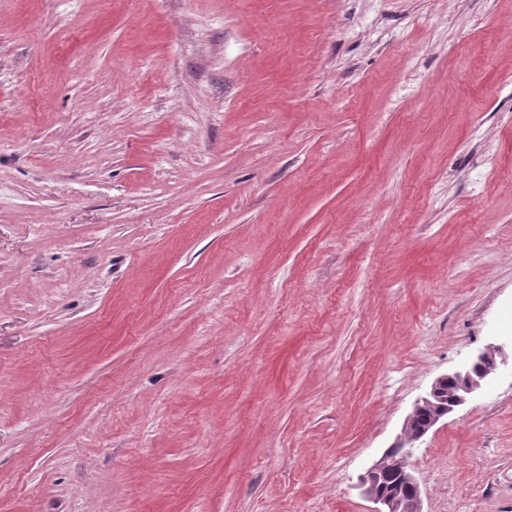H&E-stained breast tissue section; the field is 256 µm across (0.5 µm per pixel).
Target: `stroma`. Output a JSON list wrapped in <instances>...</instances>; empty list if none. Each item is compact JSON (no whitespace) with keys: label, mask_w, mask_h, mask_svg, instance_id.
Masks as SVG:
<instances>
[{"label":"stroma","mask_w":512,"mask_h":512,"mask_svg":"<svg viewBox=\"0 0 512 512\" xmlns=\"http://www.w3.org/2000/svg\"><path fill=\"white\" fill-rule=\"evenodd\" d=\"M512 350V0H0V512H371ZM512 512V365L415 442ZM502 349L490 346L481 351L462 371L444 374L438 377L429 392L420 397L414 404L411 413L405 420L402 434L393 448H389L384 456L376 462L363 477L362 486L364 494L376 507L371 512H423L419 484L410 472L407 459L414 442L423 437L424 433L412 436L409 428L418 413L423 410L431 412L428 428H432L442 418L453 412L456 407L463 405L482 382L497 368L498 360L504 363ZM455 380V388L446 389L449 380ZM448 396H444V393ZM396 452V455L393 453ZM391 463L394 466H390ZM390 468L398 471L399 483L392 490H383L380 487L381 476Z\"/></svg>","instance_id":"stroma-1"}]
</instances>
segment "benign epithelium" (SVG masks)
I'll use <instances>...</instances> for the list:
<instances>
[{
	"instance_id": "1",
	"label": "benign epithelium",
	"mask_w": 512,
	"mask_h": 512,
	"mask_svg": "<svg viewBox=\"0 0 512 512\" xmlns=\"http://www.w3.org/2000/svg\"><path fill=\"white\" fill-rule=\"evenodd\" d=\"M500 357L501 348H485L466 369L438 377L429 392L415 402L398 442L363 477L364 494L376 504L372 512H423L420 487L407 464L412 445L423 434L413 436L409 428L416 415L423 410L431 412L428 423L431 428L463 405L495 371Z\"/></svg>"
}]
</instances>
